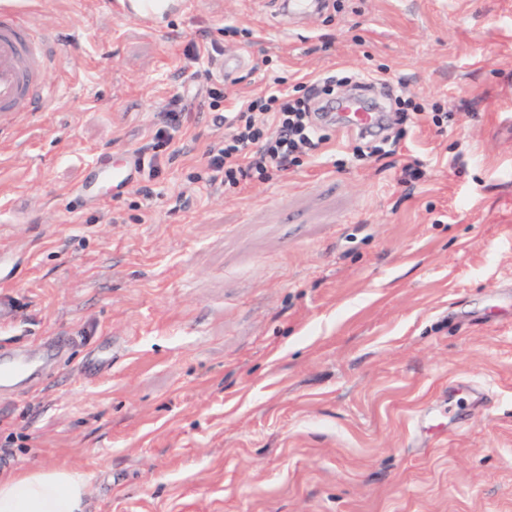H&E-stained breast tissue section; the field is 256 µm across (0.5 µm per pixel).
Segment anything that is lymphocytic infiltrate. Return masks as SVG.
<instances>
[{
  "mask_svg": "<svg viewBox=\"0 0 512 512\" xmlns=\"http://www.w3.org/2000/svg\"><path fill=\"white\" fill-rule=\"evenodd\" d=\"M335 85V76L324 75L296 100L268 93L244 99L232 112L223 138L206 146L193 182L236 186L247 179L279 180L300 155H315L325 144L316 120L327 111L325 99L334 95Z\"/></svg>",
  "mask_w": 512,
  "mask_h": 512,
  "instance_id": "1",
  "label": "lymphocytic infiltrate"
}]
</instances>
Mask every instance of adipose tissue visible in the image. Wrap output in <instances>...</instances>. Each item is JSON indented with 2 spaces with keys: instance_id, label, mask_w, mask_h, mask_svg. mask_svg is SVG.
Returning a JSON list of instances; mask_svg holds the SVG:
<instances>
[{
  "instance_id": "adipose-tissue-1",
  "label": "adipose tissue",
  "mask_w": 512,
  "mask_h": 512,
  "mask_svg": "<svg viewBox=\"0 0 512 512\" xmlns=\"http://www.w3.org/2000/svg\"><path fill=\"white\" fill-rule=\"evenodd\" d=\"M0 512H88L87 477L57 465L0 471Z\"/></svg>"
}]
</instances>
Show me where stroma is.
Here are the masks:
<instances>
[{
  "mask_svg": "<svg viewBox=\"0 0 512 512\" xmlns=\"http://www.w3.org/2000/svg\"><path fill=\"white\" fill-rule=\"evenodd\" d=\"M29 26L50 92L0 126V349L73 343L0 397V471L77 469L92 512H512V0H198L157 31L35 0ZM228 54L225 110L383 72L452 119L205 187L199 110L158 176L77 200Z\"/></svg>",
  "mask_w": 512,
  "mask_h": 512,
  "instance_id": "35a3bbf8",
  "label": "stroma"
}]
</instances>
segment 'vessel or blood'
Masks as SVG:
<instances>
[{
  "label": "vessel or blood",
  "instance_id": "1",
  "mask_svg": "<svg viewBox=\"0 0 512 512\" xmlns=\"http://www.w3.org/2000/svg\"><path fill=\"white\" fill-rule=\"evenodd\" d=\"M174 5L186 13L195 9L196 0H110L108 7L118 18L152 29L158 17ZM23 14L21 0H0V120L30 111L48 91V55ZM336 110L342 126L350 130L375 132L382 119L380 106L355 94L337 98ZM135 179L136 165L129 156L120 161L101 160L93 173L94 182H107L115 191L129 187ZM69 342V337L60 336L36 353L21 347L0 352V394L12 393L16 382L37 380Z\"/></svg>",
  "mask_w": 512,
  "mask_h": 512
}]
</instances>
